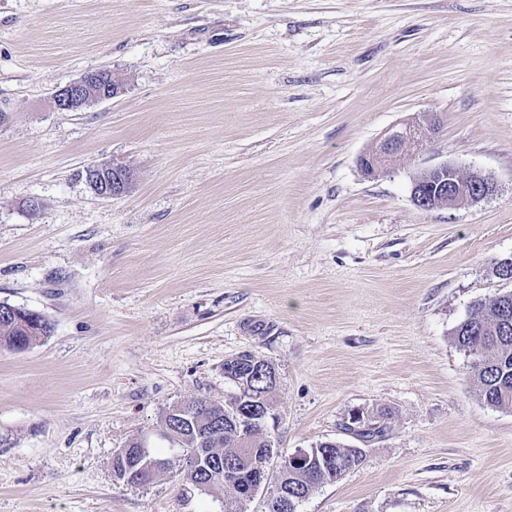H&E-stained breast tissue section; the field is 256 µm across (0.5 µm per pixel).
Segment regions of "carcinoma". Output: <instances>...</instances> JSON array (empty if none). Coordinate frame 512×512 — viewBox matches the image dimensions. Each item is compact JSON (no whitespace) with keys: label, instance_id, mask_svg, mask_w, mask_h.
<instances>
[{"label":"carcinoma","instance_id":"1","mask_svg":"<svg viewBox=\"0 0 512 512\" xmlns=\"http://www.w3.org/2000/svg\"><path fill=\"white\" fill-rule=\"evenodd\" d=\"M503 308L512 312L511 290L475 301L467 317L453 329L452 339L467 358L469 375L484 402L493 408L512 410V322L503 328L499 321ZM27 318L24 313L13 314L10 305L0 304V347L25 350L52 333V323L39 314L36 322L40 335H25L20 321ZM267 365L268 361L252 352L239 355L224 374L236 386V395L224 404L195 397L177 403L163 418L165 427L174 426L179 433L178 442L173 444L176 456L149 454L160 469L175 470V475L198 489H221L224 512H234L235 505L254 497L262 487L260 469L278 456L264 432L263 418L257 414L273 404L276 385L265 378ZM388 419L387 414L354 410L343 427L350 435L367 441L385 436ZM128 445L129 455L113 458L112 471L128 485H146L153 475L140 468L136 439H130ZM365 457V449L339 441L317 444L308 463L291 467L278 481L270 483L265 512H278L274 500L279 496L286 495L301 504L319 487L337 482L360 467ZM228 461L236 463V475L230 480L224 477L222 467Z\"/></svg>","mask_w":512,"mask_h":512}]
</instances>
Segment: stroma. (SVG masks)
<instances>
[{"label": "stroma", "mask_w": 512, "mask_h": 512, "mask_svg": "<svg viewBox=\"0 0 512 512\" xmlns=\"http://www.w3.org/2000/svg\"><path fill=\"white\" fill-rule=\"evenodd\" d=\"M108 69L120 95L55 108ZM439 118L365 176L389 127ZM119 163L103 198L83 170ZM477 167L495 196L424 211L425 168ZM512 0H0V302L48 338L0 348V512H219L166 471L181 400H228L224 362L272 363L281 456L391 430L298 512H512V410L487 406L451 333L512 289ZM102 76L86 74L59 88L53 95L55 107L62 112H74L93 103L111 100L119 91L110 95L101 83ZM96 165L92 168L100 174L102 180L91 185L95 193L106 198L123 195L127 189L126 172L128 169L114 163ZM389 419L387 414L369 415L361 410H354L348 414L342 426L353 437L362 440H371L382 438L388 430L386 420ZM360 429V430H356ZM138 437L131 438L128 441V447L130 448L129 455L127 457L116 456L113 457L112 460V471L118 474V480L128 484V485H146L148 484L152 478L154 477L152 474H149L147 471H144L140 468V459L137 458L136 455V440ZM138 454L140 457H145L147 455L148 442L144 438L139 441Z\"/></svg>", "instance_id": "stroma-1"}]
</instances>
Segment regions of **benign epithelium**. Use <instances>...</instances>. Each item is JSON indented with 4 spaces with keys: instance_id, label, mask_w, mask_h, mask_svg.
Returning <instances> with one entry per match:
<instances>
[{
    "instance_id": "1",
    "label": "benign epithelium",
    "mask_w": 512,
    "mask_h": 512,
    "mask_svg": "<svg viewBox=\"0 0 512 512\" xmlns=\"http://www.w3.org/2000/svg\"><path fill=\"white\" fill-rule=\"evenodd\" d=\"M104 79L93 75H84L63 87L53 95L55 107L61 112H74L93 103L112 99L103 84L112 81V72L103 69ZM441 127L434 120L425 123L408 122L402 127H393L381 137V141L372 152L358 160L360 169L366 175L384 171L392 157L402 153H416L424 145L439 137ZM93 170L101 179L92 185L96 194L112 198L126 192L127 168L114 164H99ZM424 179L413 183L411 198L416 207L422 210L435 208L456 209L473 205L497 193L494 178L480 169L472 168L466 174L453 165L446 163L429 167L423 172Z\"/></svg>"
}]
</instances>
